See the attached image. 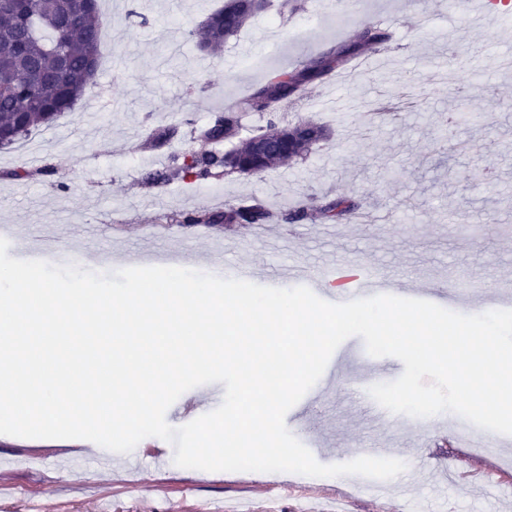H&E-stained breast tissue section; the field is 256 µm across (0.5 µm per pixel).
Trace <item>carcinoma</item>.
I'll use <instances>...</instances> for the list:
<instances>
[{
  "label": "carcinoma",
  "instance_id": "carcinoma-1",
  "mask_svg": "<svg viewBox=\"0 0 512 512\" xmlns=\"http://www.w3.org/2000/svg\"><path fill=\"white\" fill-rule=\"evenodd\" d=\"M11 2L0 0V132L9 136L8 145L22 141L33 128L75 110L93 83L85 64L90 58L100 60L103 25L96 0H91L90 13L77 11L73 0H36L37 12L22 27L14 21ZM269 4L270 0H227L190 35L199 44L218 50ZM389 41L390 34L384 28L357 23L351 39L308 59L297 70L274 73L237 106L214 114L200 131V138L211 148L174 154L165 168L145 170L142 180L157 186L174 179L196 182L232 174L255 177L287 159L306 157L313 146L326 139V130L312 121L284 122L278 117L281 103L295 97L306 85L326 82L352 60L382 49ZM247 112L267 114L266 125L254 130L240 144L224 148V142L230 143L240 134ZM487 119L485 113L470 111L461 95L456 99L455 111L434 115V123L446 132ZM257 137L278 139L282 150L256 153L253 141ZM362 208L363 201L355 196L315 197L302 205L280 208L279 219L285 224L316 220L322 224H342ZM271 217L268 205L254 199L228 204L222 211L173 213L169 221L180 226H231L267 224Z\"/></svg>",
  "mask_w": 512,
  "mask_h": 512
}]
</instances>
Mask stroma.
Here are the masks:
<instances>
[{"instance_id":"1","label":"stroma","mask_w":512,"mask_h":512,"mask_svg":"<svg viewBox=\"0 0 512 512\" xmlns=\"http://www.w3.org/2000/svg\"><path fill=\"white\" fill-rule=\"evenodd\" d=\"M223 2L99 0L107 24L87 92L98 114L88 117L86 102L79 103L25 141L0 148V228L21 242L58 234L71 264L87 270L108 257L117 271L122 251L153 248L186 255L202 272L215 258L228 266L250 264L259 285L293 264L316 269L353 256L401 288L484 284L501 309L512 310V68L476 72L467 63L477 40L512 55V23L492 17L477 32L464 4L420 0L413 8L406 0H360L361 17L390 29L394 39L376 54L369 83L313 84L285 104V121L327 127V139L307 158L253 178L144 185L145 169L164 168L171 155L200 149L192 129L206 125L213 112L247 96L272 71L293 69L297 50L317 55L355 29L337 21L338 0H303L302 10L284 15L273 6L215 58L189 32ZM448 30L460 51L455 60L441 52L440 35ZM404 75L424 90L427 111L404 112L396 122L364 130L365 103L380 93L394 96ZM459 87L489 119L456 128L452 137L463 148L444 164L441 134L429 115L452 108L448 91ZM188 116L194 126L185 125ZM170 125L178 126V136L150 148L154 130ZM488 163L496 169L494 184L473 180ZM19 169L27 177H16ZM336 194L362 196L373 226L274 222L260 239L241 226L149 235L151 225L175 211L220 209L251 197L276 209L286 200ZM90 226L97 231L93 255L73 256ZM403 370L390 356H346L337 379H320L311 388L314 411L289 427L299 441L323 439L317 460L325 465L356 459L365 448L401 460L405 470L388 480L386 491L369 492L353 478L336 485L296 474L291 492L271 502L258 484L221 472L171 462L157 468L140 446L123 454L125 466L117 470L113 451L97 452L81 439L45 440L57 456L30 462L19 454L26 439L0 435V512H197L226 502L251 504L255 512H294L303 496L342 499L346 512H403L407 506L413 512H512V471L497 474L495 489H484L487 462L460 454L447 438L448 413L430 418L437 434L431 441L407 427L406 415L383 426L368 420L349 384H374L381 372L393 381Z\"/></svg>"}]
</instances>
